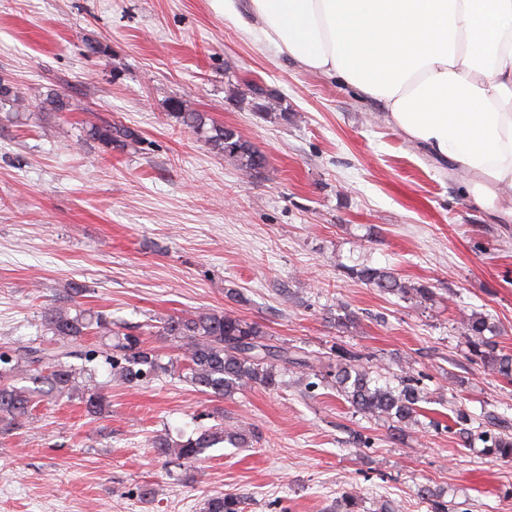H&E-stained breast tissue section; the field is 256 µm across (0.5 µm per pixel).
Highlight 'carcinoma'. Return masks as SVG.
<instances>
[{
    "label": "carcinoma",
    "mask_w": 512,
    "mask_h": 512,
    "mask_svg": "<svg viewBox=\"0 0 512 512\" xmlns=\"http://www.w3.org/2000/svg\"><path fill=\"white\" fill-rule=\"evenodd\" d=\"M68 102L58 92L43 98L45 111L63 112ZM170 116L192 129L214 152L232 159L239 170L253 176L268 167L266 155L238 132L209 118L203 112H187L178 98L170 102ZM27 110L26 92L13 83L0 80V112L7 118L22 120ZM89 138L107 148L114 144L136 142L135 130L116 122L102 121L87 131ZM350 274L384 295L432 299L433 291L425 284L409 285L390 268L362 265L349 268ZM41 326L50 335L49 347L20 346L12 354L0 353V432L19 429L33 415L43 400L78 399L88 415L102 418L111 412L112 381H96L98 368L87 355L77 366L70 361L71 344L87 336L104 339V363L110 374L124 384L146 380L162 369L160 354L147 340L157 336L172 347L184 351L185 380L202 393L224 398L245 385L264 389L279 386V372L288 366H311L312 353L300 347L271 342L263 326L222 311H202L191 317L168 316L147 327H123L102 310L54 306L41 316ZM495 327L489 318L474 314L466 327L469 360L494 369L512 381V353L486 337ZM336 364L327 365L323 379L331 380L336 393L353 413L368 419L408 425L417 422L420 403L427 394L420 380L407 377L393 386L372 375L367 357L342 345L335 348ZM27 380L31 385H19ZM455 423L466 438L479 439L483 452L496 461H512V422L498 414L487 415V428L478 432L468 428L471 415L460 406L453 410ZM251 431L227 430L222 425L202 428L184 440L173 441L166 435L152 440L156 452L181 466L197 461L208 449L228 442L238 448L249 445ZM245 501L234 494H216L205 500L203 512H244Z\"/></svg>",
    "instance_id": "1"
}]
</instances>
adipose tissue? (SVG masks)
<instances>
[{
	"label": "adipose tissue",
	"mask_w": 512,
	"mask_h": 512,
	"mask_svg": "<svg viewBox=\"0 0 512 512\" xmlns=\"http://www.w3.org/2000/svg\"><path fill=\"white\" fill-rule=\"evenodd\" d=\"M225 16L312 72L340 75L387 122L512 218V0H223Z\"/></svg>",
	"instance_id": "adipose-tissue-1"
}]
</instances>
